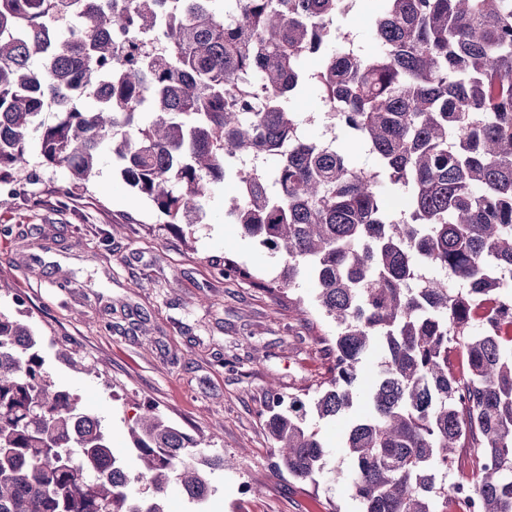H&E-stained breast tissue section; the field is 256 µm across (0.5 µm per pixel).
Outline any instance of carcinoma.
<instances>
[{
	"mask_svg": "<svg viewBox=\"0 0 512 512\" xmlns=\"http://www.w3.org/2000/svg\"><path fill=\"white\" fill-rule=\"evenodd\" d=\"M0 0V186L32 135L71 188L108 154L169 224H195L231 174L226 214L279 256L275 293L306 276L336 326L313 405L336 418L364 512H512V0H384L378 50L336 44L349 0ZM133 41L125 59L109 35ZM319 58L306 71L303 59ZM313 88L377 168L301 131ZM94 104L88 105V99ZM279 158L274 173L263 161ZM438 277L421 280L427 269ZM43 336L0 311V512H166L177 480L211 494L205 455L153 406L131 429L128 471L100 421L44 369ZM378 374L358 390L363 362ZM277 467L315 480L325 447L305 403L267 391ZM452 472L465 476L454 486Z\"/></svg>",
	"mask_w": 512,
	"mask_h": 512,
	"instance_id": "1",
	"label": "carcinoma"
}]
</instances>
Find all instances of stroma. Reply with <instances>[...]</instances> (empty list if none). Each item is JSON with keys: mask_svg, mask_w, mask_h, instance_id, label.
<instances>
[{"mask_svg": "<svg viewBox=\"0 0 512 512\" xmlns=\"http://www.w3.org/2000/svg\"><path fill=\"white\" fill-rule=\"evenodd\" d=\"M16 179L17 196L0 208V226L12 229L0 235V310L44 336L46 368L99 419L127 469L137 466L129 429L149 403L192 437L213 438L224 455L208 499L193 502L174 483L167 512H361L337 478L349 467L345 421L307 416L327 450L316 481L275 472L266 391L311 392L328 375L322 341L336 329L310 304L308 280L293 291L298 306L223 274L228 258L259 276L280 265L225 216L234 178L212 185L190 235L160 223L108 156L89 192L72 193L68 171L45 166L34 142ZM60 269L69 287H59ZM66 351L95 373L70 369Z\"/></svg>", "mask_w": 512, "mask_h": 512, "instance_id": "obj_1", "label": "stroma"}]
</instances>
